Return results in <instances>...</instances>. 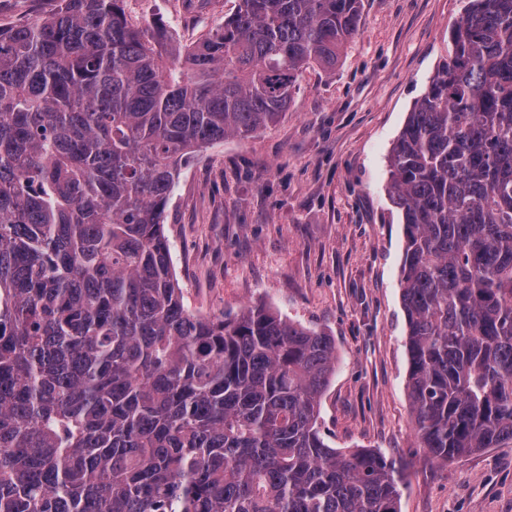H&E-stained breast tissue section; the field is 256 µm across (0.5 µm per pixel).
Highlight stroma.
I'll return each mask as SVG.
<instances>
[{"label": "stroma", "mask_w": 512, "mask_h": 512, "mask_svg": "<svg viewBox=\"0 0 512 512\" xmlns=\"http://www.w3.org/2000/svg\"><path fill=\"white\" fill-rule=\"evenodd\" d=\"M467 0H363L334 72L311 67L286 115L183 165L165 233L186 307L206 318L265 305L331 334L336 373L318 425L331 447L402 462L399 512H512V443L441 467L415 443L400 273L404 231L389 156L452 50ZM130 21L188 46L234 0H125Z\"/></svg>", "instance_id": "1"}]
</instances>
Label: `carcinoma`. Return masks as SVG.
<instances>
[{"label":"carcinoma","mask_w":512,"mask_h":512,"mask_svg":"<svg viewBox=\"0 0 512 512\" xmlns=\"http://www.w3.org/2000/svg\"><path fill=\"white\" fill-rule=\"evenodd\" d=\"M362 0H236L190 47L125 0L0 27V512H399L400 470L318 427L336 342L190 312L186 160L336 70ZM390 158L406 390L437 463L512 443V0H468Z\"/></svg>","instance_id":"cac0c4a2"}]
</instances>
